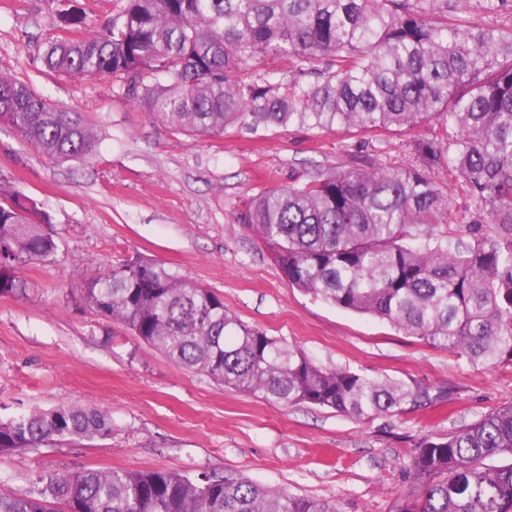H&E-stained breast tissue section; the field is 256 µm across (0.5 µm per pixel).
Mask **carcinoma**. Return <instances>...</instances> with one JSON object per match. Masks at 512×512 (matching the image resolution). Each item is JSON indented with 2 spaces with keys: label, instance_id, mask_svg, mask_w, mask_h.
<instances>
[{
  "label": "carcinoma",
  "instance_id": "obj_1",
  "mask_svg": "<svg viewBox=\"0 0 512 512\" xmlns=\"http://www.w3.org/2000/svg\"><path fill=\"white\" fill-rule=\"evenodd\" d=\"M454 0H126L97 29L56 12L67 35L44 65L112 77L156 119L195 136L234 125L411 135L410 168L328 169L254 196L237 223L267 244L292 286L369 314L484 366L512 363V25L471 26ZM512 16V0H474ZM271 56L277 68L260 71ZM324 57L332 68L302 75ZM0 124L53 161H87L93 124L0 74ZM425 127L424 134L416 130ZM441 173L462 182L475 215L460 219ZM54 217L0 178V295L25 288L20 267L57 252ZM448 225V231L441 225ZM80 301L124 323L180 366L272 405L327 407L360 420L416 411L448 391L326 368L241 322L210 290L134 255L77 285ZM112 416L61 404L0 419V456L56 439H104ZM512 405L410 450L421 494L401 512H512ZM65 506L61 511L58 506ZM0 512H339L326 500L242 477L166 470H84L0 490Z\"/></svg>",
  "mask_w": 512,
  "mask_h": 512
}]
</instances>
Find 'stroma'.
I'll use <instances>...</instances> for the list:
<instances>
[{"label":"stroma","mask_w":512,"mask_h":512,"mask_svg":"<svg viewBox=\"0 0 512 512\" xmlns=\"http://www.w3.org/2000/svg\"><path fill=\"white\" fill-rule=\"evenodd\" d=\"M55 8L54 0H0V73L85 113L99 143L89 161L57 163L0 127V176L54 216L58 244L53 259L22 268V293L0 296V419L90 403L111 414L114 429L106 439L57 440L0 457V488L22 493L41 476L87 469L174 470L243 477L342 512H399L419 493L409 474L414 440L511 404L512 364H472L292 287L236 217L253 196L313 170L408 167L407 136L376 148L358 136L298 127L177 132L119 94L112 78H68L43 65L44 46L64 35ZM134 254L208 288L242 322L317 364L451 394L422 410L361 421L218 385L80 302L77 283Z\"/></svg>","instance_id":"obj_1"}]
</instances>
